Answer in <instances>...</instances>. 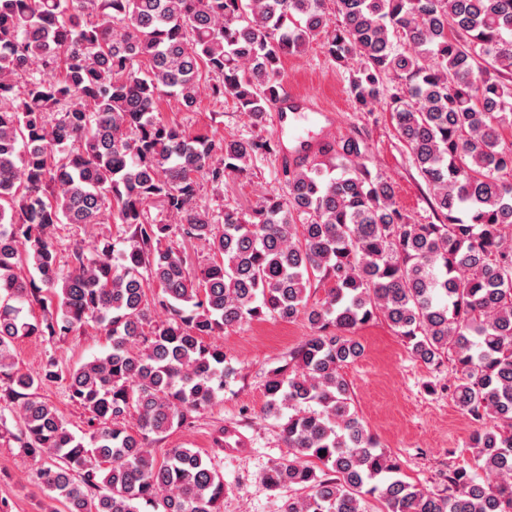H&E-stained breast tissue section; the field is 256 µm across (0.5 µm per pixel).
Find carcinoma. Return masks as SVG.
<instances>
[{"label":"carcinoma","mask_w":512,"mask_h":512,"mask_svg":"<svg viewBox=\"0 0 512 512\" xmlns=\"http://www.w3.org/2000/svg\"><path fill=\"white\" fill-rule=\"evenodd\" d=\"M334 4L325 53L351 67L360 108L385 105L438 224L400 208L356 137L246 216L228 209L218 226L198 208L202 182L222 187L268 144L191 137L161 99L190 109L207 88L263 120L282 59L329 27L327 0H0V423L9 411L43 512H221L212 457L159 460L146 442L224 392L232 371L206 337L301 313L313 333L264 385L288 453L263 482L301 491L283 512H366L369 497L379 512H512V0ZM152 206L175 223L150 220ZM107 220L123 226L121 248L59 259L58 225ZM177 236L209 247L194 274ZM317 280L332 286L309 310ZM378 318L424 364L450 363L452 400L491 422L467 443L471 469L442 474L445 494L405 480L355 411L342 369ZM91 323L105 355L18 368L16 341ZM56 380L90 414L80 437L39 396Z\"/></svg>","instance_id":"1"}]
</instances>
